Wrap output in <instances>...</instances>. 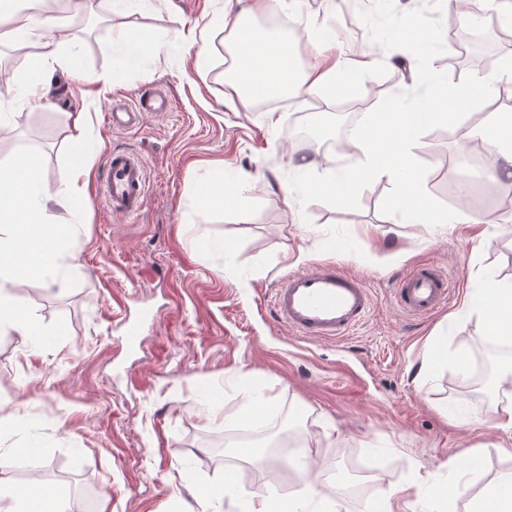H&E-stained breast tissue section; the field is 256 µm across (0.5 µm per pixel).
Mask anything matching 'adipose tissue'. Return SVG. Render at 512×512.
I'll return each mask as SVG.
<instances>
[{
    "label": "adipose tissue",
    "instance_id": "ef3b65f1",
    "mask_svg": "<svg viewBox=\"0 0 512 512\" xmlns=\"http://www.w3.org/2000/svg\"><path fill=\"white\" fill-rule=\"evenodd\" d=\"M254 11L247 0H224L200 31L202 47L197 52L198 67L209 61L207 42L218 29H228V49L233 57L226 88L242 103L251 104L252 94L311 95L333 97L358 82L360 68L335 64L297 66L295 58L283 43L263 41L249 20ZM40 61L32 63L25 92L35 103H42L46 91L42 80L44 68L71 71L75 57L65 54L59 41L47 38ZM468 137L482 140L488 147L490 174L512 179V110L485 113L481 121L467 129ZM89 165V156L77 151L60 174L57 187H50L42 174L37 155L15 156L0 165V328H16L29 339L32 348L41 345L40 331L32 319L12 314L10 302L15 288L28 280L46 288L54 281L55 261L61 243L72 236L74 225L52 223L42 207L45 200H56L62 207L75 209L81 195V181ZM483 288L469 300L470 309L487 310L484 337L497 341L512 335V283L503 281L490 270L481 271ZM457 457L448 459V481L451 497L470 498L469 512H512V469L498 473L476 494H469L461 484Z\"/></svg>",
    "mask_w": 512,
    "mask_h": 512
}]
</instances>
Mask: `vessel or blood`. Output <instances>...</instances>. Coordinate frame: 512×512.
<instances>
[{"label": "vessel or blood", "mask_w": 512, "mask_h": 512, "mask_svg": "<svg viewBox=\"0 0 512 512\" xmlns=\"http://www.w3.org/2000/svg\"><path fill=\"white\" fill-rule=\"evenodd\" d=\"M105 195L112 210L139 214L146 201V167L130 150L107 154ZM447 276L430 265L414 267L397 282L395 300L407 313L429 316L450 298ZM276 318L297 336L341 340L370 315L369 291L336 263L317 265L285 275L270 295Z\"/></svg>", "instance_id": "obj_1"}]
</instances>
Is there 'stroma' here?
Segmentation results:
<instances>
[{"mask_svg": "<svg viewBox=\"0 0 512 512\" xmlns=\"http://www.w3.org/2000/svg\"><path fill=\"white\" fill-rule=\"evenodd\" d=\"M371 0H301L286 17L297 32L293 54L304 63H366L355 86L326 106L413 88L394 51L371 41L358 16ZM218 0H87L78 13L60 11L63 49L75 54L74 73L49 69V103L23 95L27 62L41 52L43 29L24 40L15 67L0 65V162L5 147L29 143L45 179L57 183L74 150L72 113L86 111L91 169L78 210L83 220L60 248L57 282L48 290L16 288L14 313L33 318L43 349L0 332V455L13 463L15 486L38 482L43 467L84 475L95 512H244L257 494L287 495L300 477L313 481L338 512H368L382 494L427 485L420 497L397 500V512H466L467 497L448 498L449 457L481 456L462 471L471 492L512 468V434L492 426L502 396H464L467 376L457 356L475 363L483 312L462 303L493 267L512 281V183L480 176V164H461L468 140L436 137L416 149L429 165L425 188L469 223L430 228L383 215L390 190L375 180L360 207L341 210L290 194L294 159L304 155L354 163L344 146L303 133L305 97L258 112L224 88L225 44L214 38L205 70L190 45L195 27ZM140 35L160 52L130 58L129 37ZM109 77L107 85L95 75ZM171 103L143 112L131 129L111 128L114 109H134L143 92ZM130 149L146 162L148 194L139 216L112 211L102 196L105 154ZM236 183L252 205L249 220L232 206H211L202 191ZM501 216L500 224L481 216ZM369 288L373 310L342 341L301 339L274 317L267 295L291 271L335 261ZM223 249L224 263L213 255ZM432 265L450 276L455 293L433 315L402 311L394 301L398 278ZM144 327L142 346L127 348L117 322ZM447 357L430 378L417 372L429 347ZM262 385L268 405L239 422L210 413L213 396L237 410L243 394ZM301 427L305 474L268 450L264 466L249 462L248 433L274 425L282 412ZM354 464L364 473L361 494L335 495L337 472ZM238 474L236 494L223 495L227 470Z\"/></svg>", "mask_w": 512, "mask_h": 512, "instance_id": "1", "label": "stroma"}]
</instances>
